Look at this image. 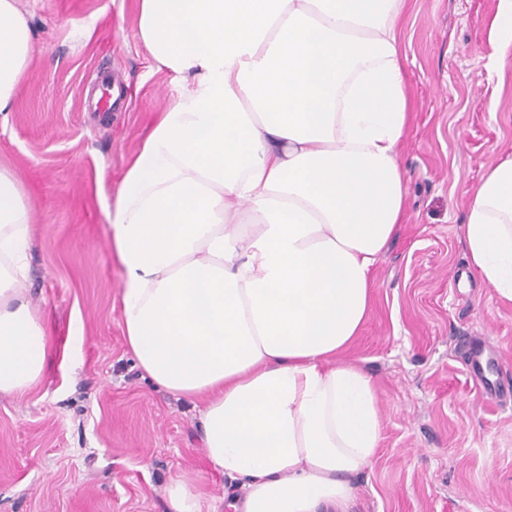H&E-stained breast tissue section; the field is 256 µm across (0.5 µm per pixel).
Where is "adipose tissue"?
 Segmentation results:
<instances>
[{"label":"adipose tissue","mask_w":512,"mask_h":512,"mask_svg":"<svg viewBox=\"0 0 512 512\" xmlns=\"http://www.w3.org/2000/svg\"><path fill=\"white\" fill-rule=\"evenodd\" d=\"M408 0H140L138 37L177 94L109 213L127 347L158 386L200 397L201 442L240 478L234 512H349L381 439L378 388L344 359L406 210ZM490 60L512 49L497 0ZM33 57L0 0V113ZM32 208L0 168V392L43 376L27 296ZM469 263L512 304V151L472 191Z\"/></svg>","instance_id":"1"}]
</instances>
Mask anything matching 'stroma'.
Segmentation results:
<instances>
[{
    "mask_svg": "<svg viewBox=\"0 0 512 512\" xmlns=\"http://www.w3.org/2000/svg\"><path fill=\"white\" fill-rule=\"evenodd\" d=\"M497 0H409L400 34L412 119L407 217L373 271L347 351L374 377L382 439L352 512H512V305L465 257L467 194L512 150V55L487 46ZM34 55L0 115V167L33 209L27 294L55 350L33 387L0 394V512H169L183 478L229 508L242 488L200 440V404L128 352L108 211L176 88L138 39L139 0H20ZM80 327V340L71 330ZM483 337L499 399L472 379Z\"/></svg>",
    "mask_w": 512,
    "mask_h": 512,
    "instance_id": "1",
    "label": "stroma"
}]
</instances>
